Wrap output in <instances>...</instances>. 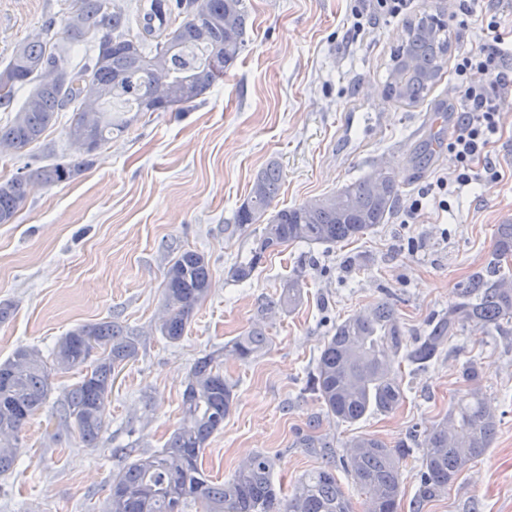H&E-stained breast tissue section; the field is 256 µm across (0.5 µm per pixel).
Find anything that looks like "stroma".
<instances>
[{
  "label": "stroma",
  "mask_w": 512,
  "mask_h": 512,
  "mask_svg": "<svg viewBox=\"0 0 512 512\" xmlns=\"http://www.w3.org/2000/svg\"><path fill=\"white\" fill-rule=\"evenodd\" d=\"M447 2L411 0L403 16H374L357 36L350 0H246L244 47L222 80L195 103L138 117L72 180L32 185L14 223L0 224V304L11 308L0 323V362L22 345L49 355L68 330L100 321L134 329L143 343L112 382L98 447H84L58 427L56 399L29 420L13 471L0 476V512H103L113 475L161 449L175 430L194 361L257 324L266 330L265 347L248 362L224 361L237 388L203 455L209 480L230 478L261 451L275 458V487L290 493L323 464L301 445L315 419L319 434L340 449L359 435L390 446L407 442L397 512H412L421 442L452 405L463 363L474 359L496 408L492 443L422 512H512V335L470 331L427 368L403 365L402 407L353 424L327 417L305 390L336 323L387 302L408 334L421 333L459 288L486 272L496 228L512 218V121L499 119L488 147L498 179L448 198L436 180L451 166L448 144L463 110L454 70L421 104L382 95L390 50L407 18L445 15L455 57L478 45L482 17L495 16L502 31H512V0H472L466 18ZM72 5L0 0V67L19 41L47 25L69 65L87 62L92 42L67 43ZM434 112L445 114L444 124L433 125ZM68 118L61 113L24 153L0 150V178L79 159L65 135ZM271 161L282 172L276 207L336 191L379 163L402 192L399 208L362 237L289 246L267 255L248 281L232 282L229 267L248 255L261 227L237 228L230 220ZM415 199L423 208L406 218ZM184 249L207 256L211 287L173 344L158 331L164 274ZM291 278L303 283L302 307L259 317L258 307L277 300Z\"/></svg>",
  "instance_id": "obj_1"
}]
</instances>
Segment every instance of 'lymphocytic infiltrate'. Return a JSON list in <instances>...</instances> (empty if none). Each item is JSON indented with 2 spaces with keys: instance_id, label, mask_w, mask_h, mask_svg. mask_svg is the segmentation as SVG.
<instances>
[{
  "instance_id": "1",
  "label": "lymphocytic infiltrate",
  "mask_w": 512,
  "mask_h": 512,
  "mask_svg": "<svg viewBox=\"0 0 512 512\" xmlns=\"http://www.w3.org/2000/svg\"><path fill=\"white\" fill-rule=\"evenodd\" d=\"M481 30L479 45L458 56L455 64L466 111L457 136L448 146L453 161L451 174L437 180L439 189L452 194L498 176L491 164L479 168L474 161L486 153L490 138L497 130L500 91L504 85L512 83V67L507 64L512 53L505 46V35L496 19L486 20ZM476 73L481 76L477 82L472 79Z\"/></svg>"
}]
</instances>
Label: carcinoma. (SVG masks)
<instances>
[{
    "label": "carcinoma",
    "mask_w": 512,
    "mask_h": 512,
    "mask_svg": "<svg viewBox=\"0 0 512 512\" xmlns=\"http://www.w3.org/2000/svg\"><path fill=\"white\" fill-rule=\"evenodd\" d=\"M183 15L176 21L174 13ZM248 11L245 0H150L142 17L144 36L129 37V15L116 0H76L66 21V36L75 45L94 39L95 54L73 68L75 79L49 83L44 66L64 65L59 47L45 35L20 42L7 65L12 75L0 83V107L14 115L0 124V148L21 152L40 141L59 113H71L66 128L70 143L86 139L99 149L113 132H124L132 119L125 111L107 112L109 101L129 103L130 112H165L201 98L236 62L244 44ZM222 52L220 68L210 59ZM448 23L424 14L405 25L401 41L392 49L385 84L395 102L425 101L448 60ZM87 78L99 94L87 98L80 85ZM170 97L158 103L159 81ZM29 91L14 105L17 87ZM70 162H55L31 173L0 178V224L12 223L37 181L53 185L73 178L89 164L93 152ZM281 171L270 163L253 180L247 199L235 210L232 224L262 225L255 247L233 264L229 278H251L267 255L293 244H337L359 238L395 214L401 192L389 172L377 165L341 189L305 203L271 210L281 188ZM488 276L477 275L460 291L421 335L408 340L391 304L384 302L336 324L317 357L307 387L328 416L355 423L369 413H390L406 399L401 364L425 367L436 360L453 338L468 329L506 336L512 328V220L497 225ZM210 291L209 264L203 253L183 250L168 264L164 275L161 336L179 341L191 318ZM299 279L288 280L275 302L293 311L303 304ZM266 342L262 327L254 326L224 344V348L197 358L182 393L181 418L167 444L138 456L113 479L106 512H185L188 501L201 512H354L351 499L336 477L341 466L365 495L364 512H397L402 492L403 461L410 448H394L373 436H358L336 457L333 442L316 434V425L302 440L306 450L325 459V465L305 474L293 493L281 502L271 476L273 456L256 452L239 465L228 480L217 484L201 469V458L211 437L224 426L234 403L235 384L224 377L221 365L232 357L246 362ZM141 336L114 322L79 325L61 337L46 360L32 348L20 346L0 363V475L10 471L20 454L19 434L52 393L57 371L76 369L79 380L65 390L58 425L77 433L87 448H95L105 431V400L112 380L138 356ZM463 388L454 405L426 432L422 448L420 485L414 512L427 501L448 493L461 470L483 456L496 428L490 399L479 387L475 362L461 371Z\"/></svg>",
    "instance_id": "1"
}]
</instances>
